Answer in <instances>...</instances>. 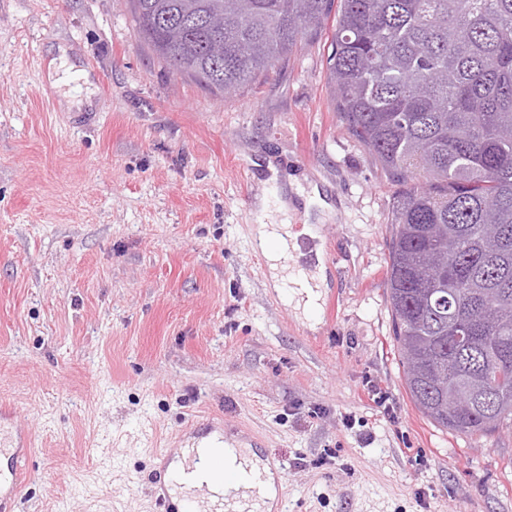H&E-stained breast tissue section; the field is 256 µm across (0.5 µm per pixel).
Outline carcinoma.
I'll return each mask as SVG.
<instances>
[{
	"label": "carcinoma",
	"instance_id": "1",
	"mask_svg": "<svg viewBox=\"0 0 512 512\" xmlns=\"http://www.w3.org/2000/svg\"><path fill=\"white\" fill-rule=\"evenodd\" d=\"M130 0L140 39L213 94L332 29L351 133L412 182L392 213L394 346L413 404L484 437L512 425V0ZM473 329L475 349L456 348Z\"/></svg>",
	"mask_w": 512,
	"mask_h": 512
}]
</instances>
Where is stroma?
<instances>
[{
    "label": "stroma",
    "mask_w": 512,
    "mask_h": 512,
    "mask_svg": "<svg viewBox=\"0 0 512 512\" xmlns=\"http://www.w3.org/2000/svg\"><path fill=\"white\" fill-rule=\"evenodd\" d=\"M330 52L304 34L216 96L153 57L127 0H0V431L31 470L16 512H159L161 449L207 421L283 459V512H512V427L451 434L406 392L385 281L402 185L348 131ZM63 55L80 70L57 87ZM282 224L317 241L334 308L274 279L258 232Z\"/></svg>",
    "instance_id": "35a3bbf8"
}]
</instances>
